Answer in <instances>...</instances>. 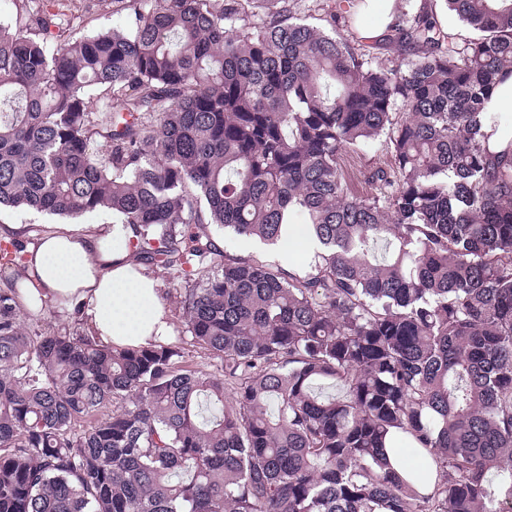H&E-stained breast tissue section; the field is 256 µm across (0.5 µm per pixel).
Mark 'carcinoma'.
<instances>
[{
    "mask_svg": "<svg viewBox=\"0 0 512 512\" xmlns=\"http://www.w3.org/2000/svg\"><path fill=\"white\" fill-rule=\"evenodd\" d=\"M13 2L0 209L120 217L222 364L32 333L0 289V512H512V137L486 111L512 0L369 41L343 0H112L130 26L92 34L76 0ZM381 137L348 196L343 151ZM297 214L304 276L205 233L283 243ZM26 262L0 244L5 279Z\"/></svg>",
    "mask_w": 512,
    "mask_h": 512,
    "instance_id": "obj_1",
    "label": "carcinoma"
}]
</instances>
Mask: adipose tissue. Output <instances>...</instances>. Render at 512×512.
Listing matches in <instances>:
<instances>
[{
	"mask_svg": "<svg viewBox=\"0 0 512 512\" xmlns=\"http://www.w3.org/2000/svg\"><path fill=\"white\" fill-rule=\"evenodd\" d=\"M395 0H354L355 31L377 38L392 18ZM120 222L59 224L33 234L19 284L22 302L37 312L48 304L75 307L89 333L117 349L168 341L171 316L159 282L128 247Z\"/></svg>",
	"mask_w": 512,
	"mask_h": 512,
	"instance_id": "adipose-tissue-1",
	"label": "adipose tissue"
}]
</instances>
